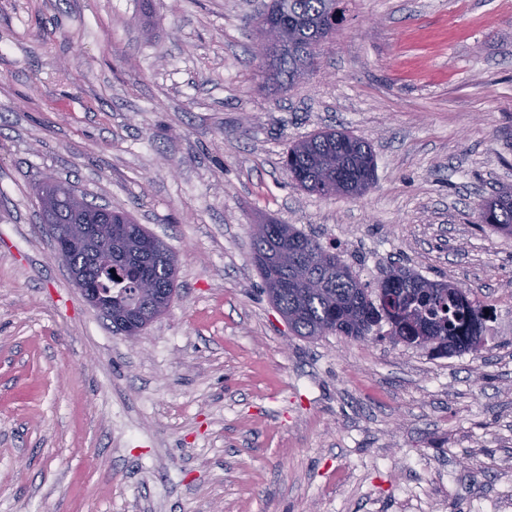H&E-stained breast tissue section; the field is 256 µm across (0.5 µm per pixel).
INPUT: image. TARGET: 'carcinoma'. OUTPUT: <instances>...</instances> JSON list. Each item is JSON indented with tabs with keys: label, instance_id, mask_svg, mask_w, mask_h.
Returning <instances> with one entry per match:
<instances>
[{
	"label": "carcinoma",
	"instance_id": "obj_1",
	"mask_svg": "<svg viewBox=\"0 0 512 512\" xmlns=\"http://www.w3.org/2000/svg\"><path fill=\"white\" fill-rule=\"evenodd\" d=\"M336 0H271L254 18L259 32L283 22L288 52L276 62L266 81L286 88L315 66V48L332 33L328 21ZM288 176L302 189L320 196L358 197L372 186L375 160L370 145L347 132H317L288 149L284 160ZM74 190L67 181L47 178L35 186L39 207L62 190ZM481 223L512 235V189L495 192L478 208ZM112 223L129 224L132 235L113 248L118 265L112 280L115 305L150 316L154 307L135 293L128 268L145 269L161 288L173 287L176 259L169 247L157 240L152 252L135 247L143 229L124 211H112ZM266 235L253 239L252 262L270 300L299 337L317 339L336 333L364 340L385 322L389 334L420 336L419 347L450 355L478 351L483 345L485 307L451 282L430 281L403 266L391 268L376 295L360 286L349 267L317 240L293 224L267 223Z\"/></svg>",
	"mask_w": 512,
	"mask_h": 512
}]
</instances>
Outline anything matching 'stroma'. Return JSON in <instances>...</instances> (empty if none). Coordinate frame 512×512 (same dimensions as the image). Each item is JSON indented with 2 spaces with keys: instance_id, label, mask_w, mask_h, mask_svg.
I'll list each match as a JSON object with an SVG mask.
<instances>
[{
  "instance_id": "obj_1",
  "label": "stroma",
  "mask_w": 512,
  "mask_h": 512,
  "mask_svg": "<svg viewBox=\"0 0 512 512\" xmlns=\"http://www.w3.org/2000/svg\"><path fill=\"white\" fill-rule=\"evenodd\" d=\"M268 0H0V512H512V0H345L320 67L264 85ZM368 142L361 197L282 168ZM66 179L177 257L166 314L113 333L33 186ZM293 224L379 284L399 262L496 310L477 352L293 335L251 262ZM288 176L320 196L358 197L372 186L375 160L370 145L347 132H317L288 149ZM478 218L497 230L512 235V189L494 192L478 208Z\"/></svg>"
}]
</instances>
